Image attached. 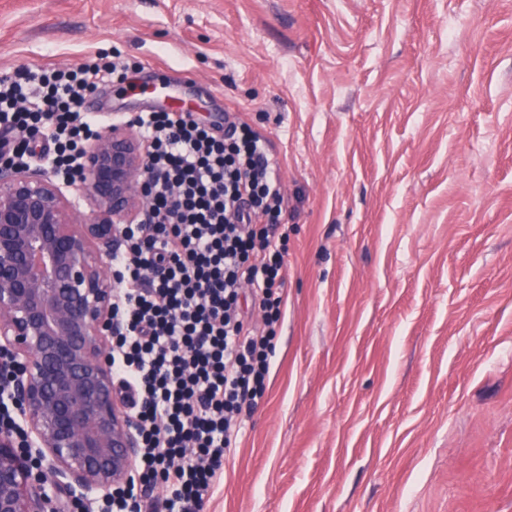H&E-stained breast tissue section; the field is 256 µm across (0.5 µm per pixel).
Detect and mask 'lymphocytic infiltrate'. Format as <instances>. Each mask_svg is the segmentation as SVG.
<instances>
[{
    "label": "lymphocytic infiltrate",
    "mask_w": 512,
    "mask_h": 512,
    "mask_svg": "<svg viewBox=\"0 0 512 512\" xmlns=\"http://www.w3.org/2000/svg\"><path fill=\"white\" fill-rule=\"evenodd\" d=\"M128 65L106 56L71 68H20L0 77V162L28 164L29 140L55 150L47 162L71 185L85 182V143L101 119L85 108L100 80L124 82ZM129 123L147 144V206L112 257V376L137 424V478L117 490L112 512H202L238 431L235 419L266 391L275 327L282 317L284 241L274 234L288 208L269 142L236 113L224 133L190 112H138ZM250 287L263 312L241 308Z\"/></svg>",
    "instance_id": "lymphocytic-infiltrate-1"
}]
</instances>
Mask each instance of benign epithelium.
<instances>
[{
  "instance_id": "7a95c632",
  "label": "benign epithelium",
  "mask_w": 512,
  "mask_h": 512,
  "mask_svg": "<svg viewBox=\"0 0 512 512\" xmlns=\"http://www.w3.org/2000/svg\"><path fill=\"white\" fill-rule=\"evenodd\" d=\"M74 207L47 169L0 167V352L18 368L8 399L30 448L0 435V512H58L57 490L92 502L130 485L139 437L116 397L112 281L103 258L124 247L146 191L145 147L121 122L83 152Z\"/></svg>"
}]
</instances>
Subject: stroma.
<instances>
[{"label":"stroma","mask_w":512,"mask_h":512,"mask_svg":"<svg viewBox=\"0 0 512 512\" xmlns=\"http://www.w3.org/2000/svg\"><path fill=\"white\" fill-rule=\"evenodd\" d=\"M137 62L269 140L284 315L203 512H512V0H0V75Z\"/></svg>","instance_id":"obj_1"}]
</instances>
